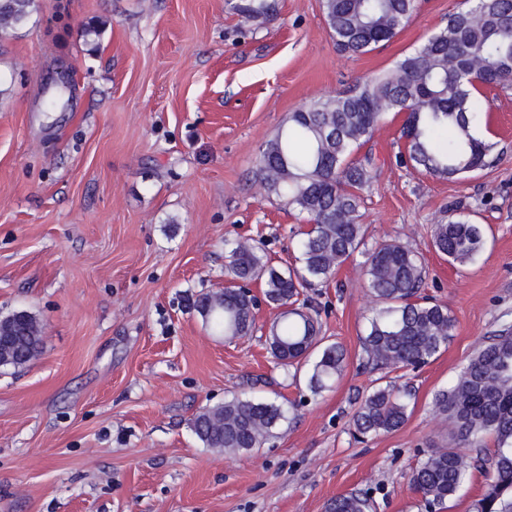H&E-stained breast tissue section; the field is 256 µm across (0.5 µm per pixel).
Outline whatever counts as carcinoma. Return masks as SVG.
Listing matches in <instances>:
<instances>
[{
    "instance_id": "cac0c4a2",
    "label": "carcinoma",
    "mask_w": 512,
    "mask_h": 512,
    "mask_svg": "<svg viewBox=\"0 0 512 512\" xmlns=\"http://www.w3.org/2000/svg\"><path fill=\"white\" fill-rule=\"evenodd\" d=\"M415 7L416 0H322L337 48L355 55L394 38ZM38 8V0H0V37L24 26ZM236 8L254 21L271 6L243 0ZM488 90L512 91V0H463L443 28L392 68L289 113L288 125L262 146L255 175L269 194L306 215L310 228L297 243L295 264L285 269L274 266L259 245L229 244L225 274L235 284L194 302L212 330L229 339L254 331L255 304L236 282H259L266 301L280 310L266 337L273 358L299 366L316 355L308 386L315 394L331 388L344 372L345 349L325 341L300 296L360 253L365 286L384 304L361 338L366 363L376 369L418 367L445 350L455 321L448 306L421 295L423 255L398 242L366 247L362 192L377 166L372 151L363 148L386 114H402L404 148L396 163L449 181L465 179L498 160L480 134L481 116L490 108ZM484 244L481 225L461 205L434 225L432 248L451 264L472 261ZM13 323L23 334L20 350L1 356L0 367L20 368L42 346L32 313L15 311L0 320V328ZM407 409L399 391L379 387L365 396L350 431L361 438L395 431L407 420ZM432 410L448 420L455 446L425 454L412 471L414 490L442 508L474 471H484L487 483L475 512H512V330L480 346L455 383L435 393ZM285 419L277 402L237 395L204 408L191 429L207 448L247 454L272 438ZM487 437L494 441L489 455L483 453ZM373 508L367 494L349 493L331 500L326 512Z\"/></svg>"
}]
</instances>
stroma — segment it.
Instances as JSON below:
<instances>
[{
  "instance_id": "1",
  "label": "stroma",
  "mask_w": 512,
  "mask_h": 512,
  "mask_svg": "<svg viewBox=\"0 0 512 512\" xmlns=\"http://www.w3.org/2000/svg\"><path fill=\"white\" fill-rule=\"evenodd\" d=\"M236 2L40 0L0 39V317L27 310L43 336L25 366L0 367V512H326L358 491L375 512H434L410 486L424 454L451 444L432 397L512 328V93L482 121L497 163L464 180L396 166L402 116L376 131L366 241L421 252L422 293L456 329L421 368L365 365L359 338L379 302L355 256L307 291L323 336L348 353L316 395L268 350L278 310L261 284L243 338L213 334L193 303L224 287L226 243L250 239L275 266L294 264L309 223L255 176L289 112L390 68L460 0H418L360 56L337 49L321 0H272L254 22ZM90 21L100 33L86 41ZM458 201L485 237L463 267L431 246ZM386 384L408 392L407 421L355 440L352 416ZM241 392L277 400L286 420L249 454L203 447L193 415Z\"/></svg>"
}]
</instances>
